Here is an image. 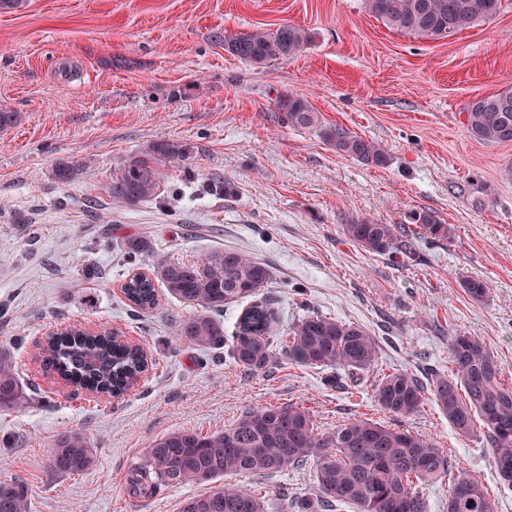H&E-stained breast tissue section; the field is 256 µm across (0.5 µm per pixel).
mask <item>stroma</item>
Listing matches in <instances>:
<instances>
[{"label": "stroma", "instance_id": "35a3bbf8", "mask_svg": "<svg viewBox=\"0 0 512 512\" xmlns=\"http://www.w3.org/2000/svg\"><path fill=\"white\" fill-rule=\"evenodd\" d=\"M294 24L311 32L299 54L254 66L214 33ZM512 87V0L451 37L389 29L365 0H23L0 9V107L19 112L0 132V345L11 346L31 396L0 411V479L23 481L31 512H180L202 484L149 498L125 490L149 444L178 429L215 432L250 407L300 403L321 430L354 417L389 421L371 399L379 374H448L449 338L480 337L512 382V144L474 140L465 107ZM306 97L324 123L377 142L387 166L336 153L318 131L282 124L276 93ZM193 148L190 170L164 169L161 198L126 208L105 193L117 163L150 141ZM76 164L67 183L58 162ZM229 184L224 196L213 181ZM431 210L446 241L419 240L422 264L370 254L342 227L366 218L412 224ZM133 238L152 253L128 256ZM267 264L281 328L307 313L356 323L379 341L358 381L276 357L250 373L223 351L177 334L189 307L160 295L131 309L129 274L153 254L191 261L214 248ZM487 282L476 302L461 286ZM73 324L110 328L140 345L149 368L123 395L90 400L48 375L38 344ZM403 427L431 437L452 468L512 512L482 433L458 436L434 403ZM96 450L90 472L61 476L48 450L66 432ZM269 501L313 490L312 466L226 476Z\"/></svg>", "mask_w": 512, "mask_h": 512}]
</instances>
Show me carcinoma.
Masks as SVG:
<instances>
[{
    "label": "carcinoma",
    "mask_w": 512,
    "mask_h": 512,
    "mask_svg": "<svg viewBox=\"0 0 512 512\" xmlns=\"http://www.w3.org/2000/svg\"><path fill=\"white\" fill-rule=\"evenodd\" d=\"M502 0H365L376 19L405 35L439 40L479 19L496 15ZM224 51L252 65L299 53L312 41L306 29L283 24L275 31L253 29L236 35H214ZM276 106L283 121L312 128L336 153L375 166L388 164L376 142L336 125L326 126L310 102L279 92ZM470 136L492 143L512 142V87L471 100L466 107ZM192 158L189 144L161 139L140 153L122 159L112 176V202L134 207L162 192V169ZM418 234L448 240L453 229L432 213L414 217ZM345 238L378 256L416 263L420 252L400 224H377L359 219L342 225ZM271 280L269 267L233 249H214L203 258L172 262L153 257L148 274L132 277L123 287L125 298L141 309L155 308L157 289L193 309L181 319L178 335L200 349L225 348L239 368L265 369L281 349L288 361L356 378L369 372L378 357L379 342L365 328L316 313L299 318L286 332L278 328L271 300L260 292ZM467 295L485 301L486 282L465 278ZM247 303L234 332L224 334L217 315L224 308ZM451 375H434L422 382L415 374L397 370L372 388L376 405L395 417H409L433 402L448 424L462 437L484 431L499 483L512 488V384L486 344L477 336L457 334L450 340ZM43 367L69 386L93 399L114 396L129 388L144 371L143 349L111 331L90 332L80 326L52 332L42 346ZM29 400L20 381L13 353L0 348V410H12ZM53 471L67 476L89 471L94 449L77 432L59 436L48 450ZM312 464L313 492L291 501L294 512H321L335 503L355 512H428L423 487L449 479L448 512H497V503L480 479L451 470L447 456L434 441L419 433L369 418L348 420L323 432L314 413L299 404L244 410L220 432L178 430L155 440L143 463L134 467L126 491L132 498L151 497L163 487L211 483L213 487L185 501L181 512H266L264 500L247 489L218 486L227 474L242 477L270 475L290 467ZM0 512H30L28 486L19 480H0Z\"/></svg>",
    "instance_id": "carcinoma-1"
}]
</instances>
